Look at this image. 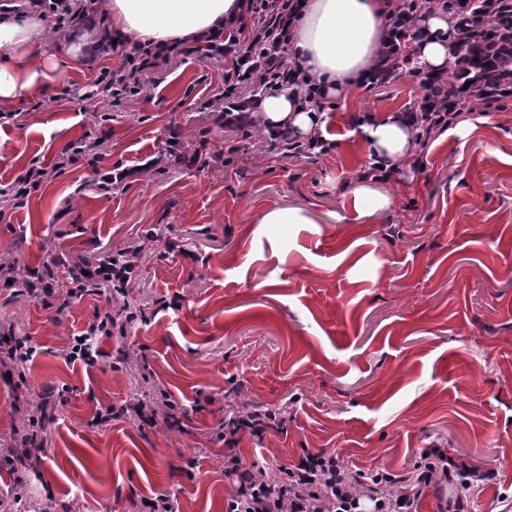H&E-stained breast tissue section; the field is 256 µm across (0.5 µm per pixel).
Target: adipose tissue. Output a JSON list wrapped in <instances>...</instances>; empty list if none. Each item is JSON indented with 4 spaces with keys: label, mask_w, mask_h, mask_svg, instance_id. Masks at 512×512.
I'll use <instances>...</instances> for the list:
<instances>
[{
    "label": "adipose tissue",
    "mask_w": 512,
    "mask_h": 512,
    "mask_svg": "<svg viewBox=\"0 0 512 512\" xmlns=\"http://www.w3.org/2000/svg\"><path fill=\"white\" fill-rule=\"evenodd\" d=\"M236 0H109L112 28L139 41L173 42L222 25ZM389 13L387 0H309L293 33L292 50L304 68L324 84L342 92L358 87L374 63ZM432 33L418 52L428 70L448 66V44L442 37L445 17H427ZM45 35L39 16L0 19V101L17 96L39 97L51 73L59 67L80 66L81 54L43 58L37 47ZM258 116L265 124L288 123L309 132L312 117L296 106L288 93L264 97ZM371 156L398 167L413 153L414 134L397 114L372 119L362 127Z\"/></svg>",
    "instance_id": "adipose-tissue-1"
}]
</instances>
